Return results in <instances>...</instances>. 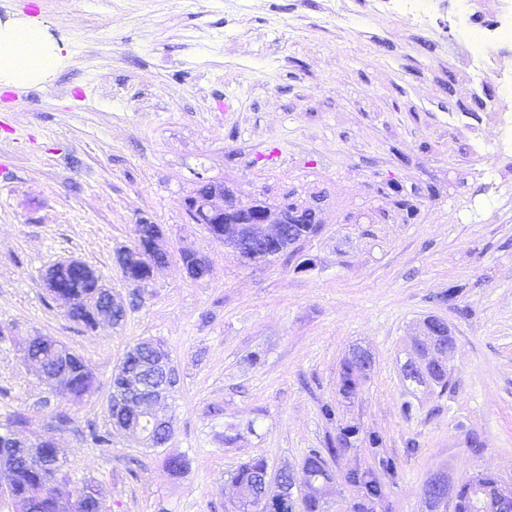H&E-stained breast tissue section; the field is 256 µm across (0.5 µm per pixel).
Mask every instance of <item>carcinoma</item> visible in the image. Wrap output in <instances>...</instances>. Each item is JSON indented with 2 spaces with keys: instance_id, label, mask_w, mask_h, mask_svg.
Returning a JSON list of instances; mask_svg holds the SVG:
<instances>
[{
  "instance_id": "carcinoma-1",
  "label": "carcinoma",
  "mask_w": 512,
  "mask_h": 512,
  "mask_svg": "<svg viewBox=\"0 0 512 512\" xmlns=\"http://www.w3.org/2000/svg\"><path fill=\"white\" fill-rule=\"evenodd\" d=\"M307 223L288 225V234L273 250L278 255L301 238L307 236L308 226L313 224L312 209L304 210ZM134 251L138 259L122 271L125 282L137 286L150 278V272L158 261L169 259V253L160 243L161 234L155 224H138L135 227ZM43 282L50 294L61 295L68 300L67 315L87 327L97 325L96 298L103 288L101 279L86 264L77 260L59 261L50 265L42 274ZM365 355L359 351L346 357L339 372V393L349 398L356 395L369 370L363 364ZM69 379L60 386L50 388L60 403L78 401L95 392V381L82 359L74 353L68 356ZM404 378L421 385L434 382L442 388L448 387V364L428 354L421 345L415 347L412 356L403 365ZM359 441V430L353 426L339 429L336 438L329 439L325 450H311L305 457L300 472L302 485L310 490L303 499L304 512H320L321 503L327 493V484L332 480L325 456L335 457ZM57 450L46 440L33 450L30 459L19 463L12 473L6 488L7 494L19 505L20 512H104L98 503L87 497L88 482L75 483L64 462L52 458ZM267 475V464L263 459H254L239 468L232 476L238 489L239 512H294L295 501L289 488L291 475L284 474L286 488L279 498L268 501L257 495L262 477ZM350 483L364 485L370 498L353 504L352 512H373V498L380 495L379 485L366 479L356 471L347 474ZM505 482L496 475L481 474L454 487L453 512H491L499 502Z\"/></svg>"
}]
</instances>
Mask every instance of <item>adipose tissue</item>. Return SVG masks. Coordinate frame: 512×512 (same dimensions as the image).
Returning a JSON list of instances; mask_svg holds the SVG:
<instances>
[{
    "label": "adipose tissue",
    "instance_id": "obj_1",
    "mask_svg": "<svg viewBox=\"0 0 512 512\" xmlns=\"http://www.w3.org/2000/svg\"><path fill=\"white\" fill-rule=\"evenodd\" d=\"M67 49L66 43L50 40L34 19L16 16L0 22V87L48 83L64 64Z\"/></svg>",
    "mask_w": 512,
    "mask_h": 512
}]
</instances>
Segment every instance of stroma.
<instances>
[{
    "label": "stroma",
    "mask_w": 512,
    "mask_h": 512,
    "mask_svg": "<svg viewBox=\"0 0 512 512\" xmlns=\"http://www.w3.org/2000/svg\"><path fill=\"white\" fill-rule=\"evenodd\" d=\"M367 2L345 0L344 24L329 0H0V19L35 18L70 49L45 87L0 93V424L24 414L19 434L35 441L57 406L21 358L29 337L80 355L96 391L66 404L54 437L106 512H231L240 465L264 459L277 493L281 471L347 425L362 440L329 460L323 512L360 496L345 479L354 469L382 487L374 512H432L436 475L512 483V208L497 209L480 175L494 166L512 179V159L476 154L470 139L494 140L470 103L501 88L457 72L472 50L464 34L449 29L435 50ZM203 179L246 204L314 209L321 228L243 262L187 220ZM145 222L170 257L136 289L115 257ZM185 250L207 275L188 276ZM64 259L125 302L121 326L67 317L41 278ZM433 317L455 340L444 391L401 371ZM147 338L179 378L159 448L108 416L117 367ZM357 348L372 369L346 398L338 373ZM94 429L111 432L109 447L92 444ZM177 456L187 467L173 474Z\"/></svg>",
    "instance_id": "35a3bbf8"
}]
</instances>
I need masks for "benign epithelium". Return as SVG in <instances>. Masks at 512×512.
I'll list each match as a JSON object with an SVG mask.
<instances>
[{"label": "benign epithelium", "instance_id": "obj_1", "mask_svg": "<svg viewBox=\"0 0 512 512\" xmlns=\"http://www.w3.org/2000/svg\"><path fill=\"white\" fill-rule=\"evenodd\" d=\"M185 204L189 223L224 225V244L238 254L259 253L266 242L284 237L287 225L292 223L288 208L282 206L273 210L257 201L244 204L222 183H205L204 192L189 196ZM97 313L99 323L111 325L115 317L127 315V308L114 297L111 289L105 288ZM140 354L143 358L139 375L120 370L112 381V420L121 430L139 435L145 447L158 448L170 440L173 432L167 398L176 385V372L168 356L145 345L140 347ZM23 359L46 383L59 384L68 378L65 355L61 351L57 352L56 368L51 372L45 370L39 358L25 355ZM31 451V444L9 436L0 443V471L11 473L16 460Z\"/></svg>", "mask_w": 512, "mask_h": 512}]
</instances>
